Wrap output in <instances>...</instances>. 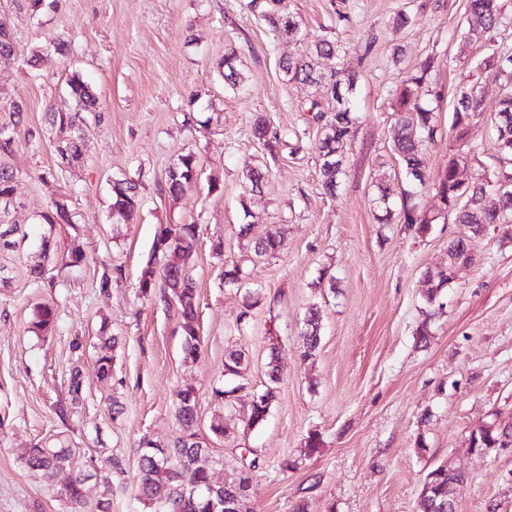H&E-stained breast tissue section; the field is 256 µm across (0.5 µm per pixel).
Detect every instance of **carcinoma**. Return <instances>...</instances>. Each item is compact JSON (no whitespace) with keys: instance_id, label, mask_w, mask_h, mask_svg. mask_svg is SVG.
Instances as JSON below:
<instances>
[{"instance_id":"1","label":"carcinoma","mask_w":512,"mask_h":512,"mask_svg":"<svg viewBox=\"0 0 512 512\" xmlns=\"http://www.w3.org/2000/svg\"><path fill=\"white\" fill-rule=\"evenodd\" d=\"M247 11L266 25L277 38L283 37L280 17L288 14L283 9L273 10L269 0H246ZM502 13L501 0H468L463 20L458 25L455 36L462 44H487L488 53L477 63L480 70H493L509 83L504 97L490 106L485 97L475 86H463L456 90V104L451 116L449 129L455 140V146L448 152V169L436 178L426 176L423 169V156L440 135L434 103L441 99V92L434 88V61L427 57L421 60L402 79L389 90L391 109L394 115L392 127V151L399 163L400 182L406 184L401 191L399 210H393L394 189L391 184L380 182L377 185V206L383 215L378 217L381 224L397 221L418 235L427 234L438 218L419 210L411 203L416 189H429L438 197L442 209L453 215L457 224H467L473 235H480L491 225H500L503 234L512 238V176L507 171L512 165V53L493 46ZM339 51L336 43L320 40L280 62V69L287 81L299 86H311L321 81L322 74L317 70V59L331 56ZM14 57L12 31L9 22L0 19V66H8ZM225 83L235 88L240 83L241 73L239 58L233 49L224 54L219 67ZM331 85L334 106L331 111L321 108L313 102L308 108L310 121L325 127L322 137L316 144L321 164L319 168L323 189L334 194L342 175V161L327 158L329 142L342 143L353 132L355 118L349 96L357 83L356 72L344 65L327 73ZM68 97L75 100L80 109L71 110L66 103L54 104L45 113V120L55 133L67 137L64 141L67 157L73 166L80 165L87 153V145L81 135L82 124L99 115L98 100L88 85L78 76H72L68 82ZM10 121L0 126V157L13 154L18 144V137L26 126V107L22 103L9 106ZM477 121H484L490 127V135L496 153L491 155L492 162L485 163L478 159L480 148L468 140V127ZM252 133L258 142L268 145L277 143L280 134L258 114L252 122ZM477 161L479 171L467 183L459 179L461 170L467 168L471 161ZM199 174L195 154L188 152L178 157L168 171L164 191L170 196H177L183 184L190 177ZM16 169L0 164V203L10 197L17 179ZM111 208L118 211L117 219L129 224L136 218L139 208L137 184L127 178L116 177L112 180ZM40 223L47 226L41 238L39 258L26 265V276L30 283L42 287L48 279L47 262L54 247V230L59 224L72 223L71 214L63 203L40 215ZM28 237L26 226L20 223L0 222V284L11 279L14 271L15 256L21 253L22 242ZM198 243L197 226L194 224H167L160 226L155 234L152 251L141 270L139 289L163 304L173 302L179 305L183 319L182 351L183 362L193 363L200 355L202 338L197 306V281L190 273L187 261L193 255ZM282 248V240L273 231L256 238L254 253L258 257L275 256ZM450 263L472 260L470 243L466 239H457L448 246ZM424 277L429 284L425 302L432 305L440 295L450 287L449 268L428 270ZM321 316L316 308L311 309L302 332V357L309 359L316 356L321 342ZM57 322V308L51 302L37 305L30 324L31 332L36 336H46L53 331ZM98 340L100 352L94 367L96 376L101 381L112 378L113 357L108 351L118 344L116 337L109 334V327L101 323ZM244 353L230 352L224 360V376L232 379L241 376ZM280 379L269 377L264 389L254 396L246 426L257 427L266 421L270 408L278 396ZM68 393L69 408L77 409L83 405V378L80 370L71 373ZM175 416L179 424L177 435L169 442H155L169 449L179 458L177 466L158 467L154 452L148 447L150 441L144 438L140 444V455L136 473V488L139 497L153 512H210L208 502L203 497L175 500V488L185 481L199 485L207 483L208 474L201 463H194V448L199 445L195 438L197 430L196 390L187 387L177 394ZM512 436V426L490 425L472 435L471 447L485 452L502 446L503 435ZM79 451L71 436L64 431L50 433L40 438L24 458L25 469L47 488L56 494L65 508V512H112V498L89 505L84 496L85 478L90 469L74 470L70 466L73 453ZM87 462L97 463L105 470L108 479L125 473L123 461L117 457L87 456ZM431 473L432 488L428 495H420L416 512H441L440 505L449 504L446 512H455V497L458 488L464 484L462 472L451 470L445 465H438ZM166 490L172 497V507H157V493Z\"/></svg>"}]
</instances>
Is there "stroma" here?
<instances>
[{"instance_id":"stroma-1","label":"stroma","mask_w":512,"mask_h":512,"mask_svg":"<svg viewBox=\"0 0 512 512\" xmlns=\"http://www.w3.org/2000/svg\"><path fill=\"white\" fill-rule=\"evenodd\" d=\"M302 24L304 42L337 41L339 57L319 59L321 71L337 63L359 72L352 101L356 122L344 144V174L335 196L320 182L316 141L308 121L310 100L327 104V84L300 87L287 81L282 58L299 45L275 39L247 13L244 0H45L32 15L15 0H0V17L12 28L15 56L0 69V123L11 103H23L35 137L10 156L17 170L18 216L29 232L10 287L0 288V512H62V505L23 466L41 437L63 431L81 447L83 468L93 452L125 463L112 481V512H150L136 491L142 437L166 442L177 434L176 393L193 386L198 422L223 416L231 436L220 443L226 477L237 475L240 451L252 449L263 465L253 477L251 512H415L427 473L439 464L461 471L455 512H512V448L472 452L473 431L512 424V241L488 227L473 239L474 261L448 262L451 240L470 235L453 220L425 236L376 220L375 187L392 179L391 116L387 93L426 56L436 59L441 130H448L456 90L481 87L495 103L501 81L477 70L483 48L462 46L454 29L467 0H285ZM412 18L397 25L398 12ZM65 41L67 61L46 54L36 67L31 51ZM401 60H394L396 48ZM236 49L244 80L229 89L218 65ZM456 66H449V59ZM79 74L97 95L100 120L86 121L84 165L57 172L44 115L66 95ZM280 129L282 142L265 147L251 134L254 115ZM198 159L200 175L178 197L164 191L169 167L181 154ZM266 162L270 179L252 189L244 175ZM140 186L134 223L119 224L110 209L112 178ZM216 183L220 192H209ZM64 202L71 223L56 229L57 250L46 288L25 275L39 252L37 216ZM256 218L253 236L239 227ZM166 224H194L199 240L188 266L197 281L202 353L182 360L181 314L138 288L155 233ZM276 231L282 253L259 259L254 235ZM79 241L88 256L69 265ZM224 246L216 256L215 243ZM240 264L244 283L259 294L251 320L238 329L243 293L224 281V263ZM452 265L450 288L431 319L432 336L420 345L424 273ZM122 269L106 290L105 267ZM58 306L52 334L36 337L28 326L36 305ZM322 310L315 357H300L304 318ZM119 339L110 383L94 370L100 325ZM277 349L279 395L266 423L246 429L254 393L267 382L265 363ZM244 351L245 384L234 402L211 399L224 380V357ZM81 368L86 401L60 417L73 368ZM124 405L111 418L107 396ZM320 446L304 456L309 433ZM296 462L284 472V459Z\"/></svg>"}]
</instances>
